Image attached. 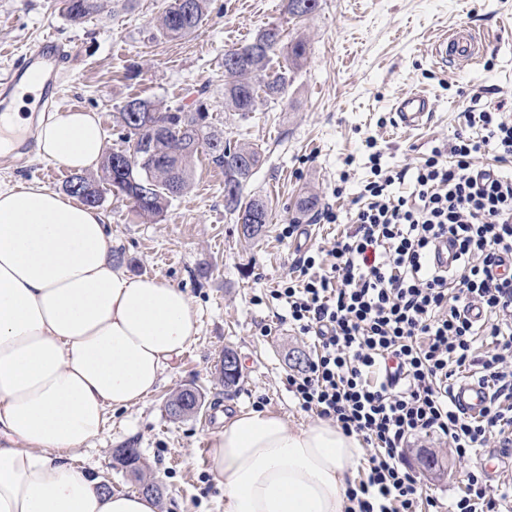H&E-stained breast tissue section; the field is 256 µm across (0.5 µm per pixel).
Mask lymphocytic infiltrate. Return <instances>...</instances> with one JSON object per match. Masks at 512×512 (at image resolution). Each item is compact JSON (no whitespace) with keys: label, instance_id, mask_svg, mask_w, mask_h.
<instances>
[{"label":"lymphocytic infiltrate","instance_id":"lymphocytic-infiltrate-1","mask_svg":"<svg viewBox=\"0 0 512 512\" xmlns=\"http://www.w3.org/2000/svg\"><path fill=\"white\" fill-rule=\"evenodd\" d=\"M465 119L480 136L432 150L410 196L394 195V176L371 155L353 231L337 238L324 266L303 257L301 280L271 294L287 304L289 326L314 340L313 358L288 376L299 408L371 448L364 479L347 491L356 512L437 507L405 459L412 437H446L467 461L492 435L512 446V174L499 169L512 162V121L497 107ZM485 149L497 167L475 165ZM443 238L457 250L449 270L428 263ZM466 370L490 391L478 416L450 400ZM448 512H512V485L491 487L482 468L471 469Z\"/></svg>","mask_w":512,"mask_h":512}]
</instances>
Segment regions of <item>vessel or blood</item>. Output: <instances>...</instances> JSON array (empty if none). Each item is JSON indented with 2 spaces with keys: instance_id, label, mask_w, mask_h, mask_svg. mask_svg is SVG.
<instances>
[{
  "instance_id": "1",
  "label": "vessel or blood",
  "mask_w": 512,
  "mask_h": 512,
  "mask_svg": "<svg viewBox=\"0 0 512 512\" xmlns=\"http://www.w3.org/2000/svg\"><path fill=\"white\" fill-rule=\"evenodd\" d=\"M478 45V39L468 29H460L443 37L434 48L435 56L466 60L471 58ZM69 61V54L54 35H44L22 53L4 77L0 78V112H5L14 94L27 84L30 77L44 76L41 93L46 106H54L59 99L57 76L62 65ZM432 112L430 98L411 93L400 98L395 104L397 127L411 130L429 120ZM452 400L466 413L476 416L482 413L488 403V390L477 379L467 378L456 382L452 388Z\"/></svg>"
}]
</instances>
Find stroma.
Wrapping results in <instances>:
<instances>
[{
  "label": "stroma",
  "mask_w": 512,
  "mask_h": 512,
  "mask_svg": "<svg viewBox=\"0 0 512 512\" xmlns=\"http://www.w3.org/2000/svg\"><path fill=\"white\" fill-rule=\"evenodd\" d=\"M169 0H135L132 8L102 13L83 24L68 22L59 0H0V74L24 48L46 32L72 50L61 72V102L96 113L105 132L104 150L122 149L115 115L134 98L194 107L204 98L213 126L225 138L249 143L262 161L243 189L244 197L271 204V222L257 240L245 241L234 215L224 208V172L206 153L193 162L189 190L177 197L163 220L152 223L113 193L100 207L120 254L134 276H156L187 292L199 315V334L159 389L111 415L100 442L79 458L95 468L113 491L134 492L138 483L115 458L135 448L147 477L160 487L157 512H224V493L211 473L205 417L214 404L225 414L265 411L289 424L316 421L288 390L287 376L314 355L311 339L281 321L284 305L270 296L285 278H299L304 252L330 249L353 215V198L370 176L368 156L382 154L383 169L396 172L423 163L434 148L453 142L464 124L469 97L512 110V0H319L309 17L289 15L287 0H210L208 19L192 34L166 41L155 25ZM278 27L282 40L268 73L286 65L289 45L306 38V60L291 70L284 95L261 102L241 116L224 109V51ZM468 26L487 43L464 69L442 68L430 54L439 31ZM419 90L434 104L419 129L395 128L393 107L404 93ZM48 167L35 149L0 153V184L37 183L61 192L70 169ZM317 204L298 209L300 197ZM333 210L339 223L329 224ZM296 224L295 239L281 236ZM238 356L240 378L225 387V349ZM193 387L204 395L200 410L171 418L166 402ZM439 467L428 470L422 454ZM407 462L440 503L453 499L468 469L448 439H410Z\"/></svg>",
  "instance_id": "1"
}]
</instances>
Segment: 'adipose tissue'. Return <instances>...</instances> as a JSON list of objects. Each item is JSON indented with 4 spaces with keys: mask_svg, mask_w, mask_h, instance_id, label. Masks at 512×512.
Segmentation results:
<instances>
[{
    "mask_svg": "<svg viewBox=\"0 0 512 512\" xmlns=\"http://www.w3.org/2000/svg\"><path fill=\"white\" fill-rule=\"evenodd\" d=\"M104 151L99 119L42 120L40 159L83 171ZM198 332L181 288L117 267L104 216L35 184L0 187V512H157L153 496L109 493L79 453L109 413L156 391ZM224 512H346L356 435L263 412L211 436Z\"/></svg>",
    "mask_w": 512,
    "mask_h": 512,
    "instance_id": "adipose-tissue-1",
    "label": "adipose tissue"
}]
</instances>
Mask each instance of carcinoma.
<instances>
[{
    "label": "carcinoma",
    "instance_id": "cac0c4a2",
    "mask_svg": "<svg viewBox=\"0 0 512 512\" xmlns=\"http://www.w3.org/2000/svg\"><path fill=\"white\" fill-rule=\"evenodd\" d=\"M113 8L128 0H60L61 11L74 24L100 14L108 3ZM319 0H288V14L302 19L312 14ZM210 0H170L159 18L155 37L176 40L193 33L209 16ZM281 41L280 30L269 27L251 42L224 52V108L246 115L258 106L260 93L274 97L282 93L287 75L267 76V55ZM306 42L298 39L288 51L289 67L301 64ZM140 111L123 106L116 123L125 131L127 147L106 155L96 177L75 173L62 190L85 204L98 207L106 191L125 197L145 220H162L171 200L183 194L193 177V159L204 151L212 163L224 168V208L246 227L270 223V208L260 198L243 197V187L261 161L255 148L224 139L210 122L203 100L195 107H171L138 98Z\"/></svg>",
    "mask_w": 512,
    "mask_h": 512
}]
</instances>
